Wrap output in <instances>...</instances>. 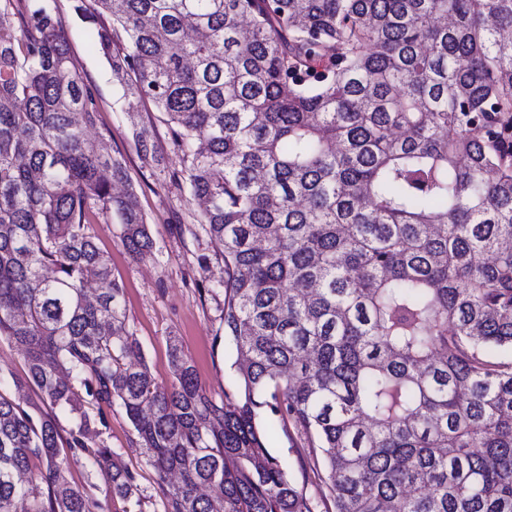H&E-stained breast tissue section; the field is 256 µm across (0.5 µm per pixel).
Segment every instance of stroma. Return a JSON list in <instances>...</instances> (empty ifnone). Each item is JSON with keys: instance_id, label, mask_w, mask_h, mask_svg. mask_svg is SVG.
Segmentation results:
<instances>
[{"instance_id": "1", "label": "stroma", "mask_w": 512, "mask_h": 512, "mask_svg": "<svg viewBox=\"0 0 512 512\" xmlns=\"http://www.w3.org/2000/svg\"><path fill=\"white\" fill-rule=\"evenodd\" d=\"M76 70L95 89L100 110L88 139L106 156L123 157L132 178L135 200L144 212L155 242L154 250L134 259L127 253L116 223H98L92 231L99 248L109 256L112 274L123 288L126 326L138 340L158 383L172 380L168 358L170 340H177L182 355L194 366L203 387L215 398L234 376L236 352L224 336V293L216 284L224 278L223 246L206 234L193 237L184 225L193 223L197 208L187 189L172 182L170 174L180 159L170 141L167 124L152 104H142L129 117L121 91L98 49L95 25L80 21L74 0H57ZM151 126L160 164H146L134 143L135 123ZM106 425L100 441L133 473L139 503L131 506L108 495L109 474L92 457H68L65 476L101 501L107 512H163L157 475L148 464L136 433L119 407L105 409ZM265 444L302 487L313 512H330L323 475L316 471L309 443L292 420L268 415L259 418Z\"/></svg>"}]
</instances>
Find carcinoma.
Instances as JSON below:
<instances>
[{
  "label": "carcinoma",
  "mask_w": 512,
  "mask_h": 512,
  "mask_svg": "<svg viewBox=\"0 0 512 512\" xmlns=\"http://www.w3.org/2000/svg\"><path fill=\"white\" fill-rule=\"evenodd\" d=\"M125 91L166 118L224 247L217 402L176 340L162 385L92 224L154 248L56 0H0V512H105L63 476L121 408L165 512H311L258 418L289 417L332 512H512V0H75ZM126 45L112 50L118 32ZM143 159L152 130L135 126ZM482 255L491 261L481 263ZM0 377V385L10 383ZM28 387L37 400L16 391ZM110 494L135 477L101 444ZM38 461V470L32 462ZM176 474L174 483L168 482ZM0 372L8 378L9 373H13L18 378L25 377V358L18 352L15 345L0 342Z\"/></svg>",
  "instance_id": "cac0c4a2"
}]
</instances>
